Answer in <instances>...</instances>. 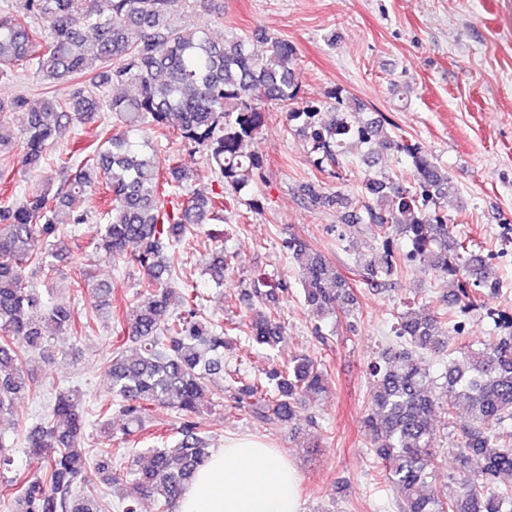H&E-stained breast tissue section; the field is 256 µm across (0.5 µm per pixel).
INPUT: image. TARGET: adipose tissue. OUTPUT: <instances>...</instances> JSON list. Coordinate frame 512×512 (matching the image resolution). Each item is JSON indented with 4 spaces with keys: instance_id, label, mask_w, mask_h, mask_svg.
<instances>
[{
    "instance_id": "ef3b65f1",
    "label": "adipose tissue",
    "mask_w": 512,
    "mask_h": 512,
    "mask_svg": "<svg viewBox=\"0 0 512 512\" xmlns=\"http://www.w3.org/2000/svg\"><path fill=\"white\" fill-rule=\"evenodd\" d=\"M180 512H300L298 475L261 440L232 439L198 470Z\"/></svg>"
}]
</instances>
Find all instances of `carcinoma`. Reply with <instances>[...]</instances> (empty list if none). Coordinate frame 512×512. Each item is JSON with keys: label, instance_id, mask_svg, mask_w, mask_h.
I'll return each instance as SVG.
<instances>
[{"label": "carcinoma", "instance_id": "1", "mask_svg": "<svg viewBox=\"0 0 512 512\" xmlns=\"http://www.w3.org/2000/svg\"><path fill=\"white\" fill-rule=\"evenodd\" d=\"M176 2L109 0V8L101 10L97 0H19L15 9H0V80L19 69L46 84L78 80L64 99L38 104L21 95L0 102V113L27 112L19 168L41 170L60 135L88 121L102 126L105 143L74 173L72 156L56 159L60 179L52 187L0 201V414L13 412L18 394L36 385L25 369L27 353L46 351L56 334L80 339L101 315H112V290L105 283L92 288L94 306L80 318L70 307H46L25 274L33 267L45 280L54 279L51 258L69 250L57 213L68 211L71 224L87 223L86 202L100 189L112 201L100 212L104 223L94 241L96 252L142 270L151 289L114 318L106 367L112 398L97 409L101 429H110L114 405L126 419L127 435L143 430L155 406H169L182 419L179 441L153 449L147 465L126 468L129 491L116 508L137 512L140 498L153 497L157 512H167L180 501L212 454L193 418L206 392L224 391L226 336L237 326L199 315L198 293L176 285L179 257L191 247V229L215 219L228 198L262 169L263 158L252 145L268 105L274 104L298 123L320 168L338 167L347 150L373 144L398 159H411L408 186L384 172L364 177L363 218L376 226L383 250L381 261L366 264L368 284L401 273L393 251L397 237L410 246L407 259L456 281L448 308L400 312L392 328L396 347L370 366L365 430L400 512H512V488L495 485L500 475L512 474V315L490 311L497 333L461 349L460 359L448 357L437 395L425 361L448 352L449 325L470 312L476 297L489 300L504 288L472 241L448 227L441 204L456 194L453 176L418 143L391 135L383 125L350 124L345 113L359 107L338 92L332 94L336 112L323 111V101L301 98L293 43L265 34L216 41L203 26L176 25ZM42 23L49 34H43ZM129 83L136 86L135 95L109 94L113 86ZM145 127L202 151L224 190L184 194L187 174L172 167L164 176L157 154L139 148L137 136ZM130 243L136 250H127ZM285 248L298 268L312 317L322 321L336 315V302L350 300L349 284L336 265L296 238L285 241ZM224 269L221 253L207 266L218 286L224 284ZM251 336L271 347L283 340L281 326L265 317L251 323ZM327 390L317 359L294 354L287 369L269 371L265 381L240 382L234 399L259 422L284 425L298 405ZM461 404L468 421L461 441L448 449L460 487L442 497L428 487L442 453L431 420L437 406L452 419ZM84 434L80 391L59 390L43 421L25 438L28 452L45 462L42 475L18 474L0 487V499L11 512H109L88 472L103 475L109 484L120 480L114 469L127 449L84 448Z\"/></svg>", "mask_w": 512, "mask_h": 512}]
</instances>
